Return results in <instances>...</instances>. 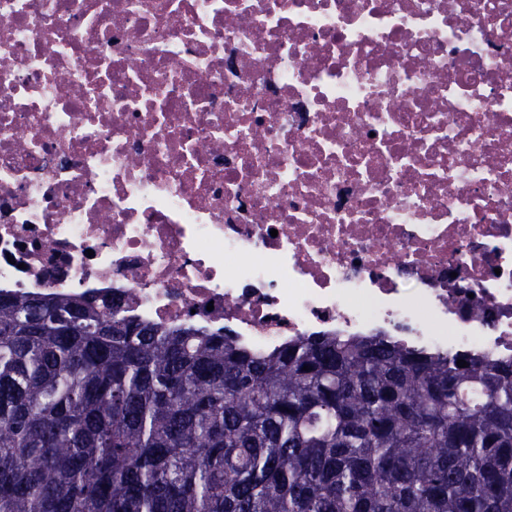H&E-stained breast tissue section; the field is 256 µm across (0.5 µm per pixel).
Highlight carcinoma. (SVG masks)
Instances as JSON below:
<instances>
[{
  "label": "carcinoma",
  "mask_w": 512,
  "mask_h": 512,
  "mask_svg": "<svg viewBox=\"0 0 512 512\" xmlns=\"http://www.w3.org/2000/svg\"><path fill=\"white\" fill-rule=\"evenodd\" d=\"M0 512H512V360L0 294Z\"/></svg>",
  "instance_id": "cac0c4a2"
}]
</instances>
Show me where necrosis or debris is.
<instances>
[{
    "label": "necrosis or debris",
    "mask_w": 512,
    "mask_h": 512,
    "mask_svg": "<svg viewBox=\"0 0 512 512\" xmlns=\"http://www.w3.org/2000/svg\"><path fill=\"white\" fill-rule=\"evenodd\" d=\"M0 293L512 360V0H0Z\"/></svg>",
    "instance_id": "necrosis-or-debris-1"
}]
</instances>
